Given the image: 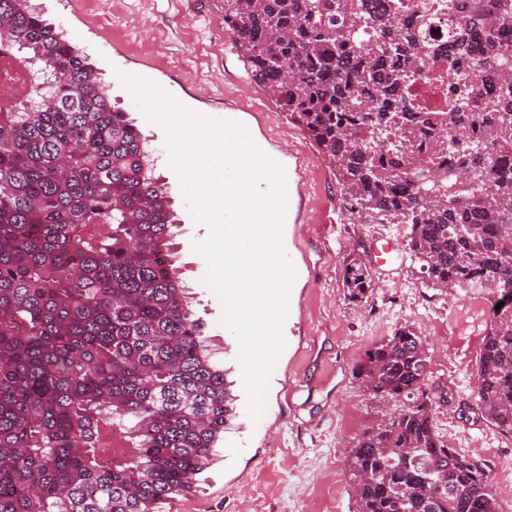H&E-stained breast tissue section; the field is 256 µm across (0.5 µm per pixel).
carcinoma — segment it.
I'll use <instances>...</instances> for the list:
<instances>
[{"label":"carcinoma","instance_id":"carcinoma-1","mask_svg":"<svg viewBox=\"0 0 512 512\" xmlns=\"http://www.w3.org/2000/svg\"><path fill=\"white\" fill-rule=\"evenodd\" d=\"M253 81L319 149L351 206L408 225L432 288L502 303L476 358V406L512 432V6L432 15L405 0H210ZM465 58L448 108L419 68ZM0 512H169L199 489L235 396L191 308L149 139L31 0H0ZM349 297L370 287L345 268ZM428 348L401 326L354 374L405 401L355 437L356 512H499L487 466L440 438Z\"/></svg>","mask_w":512,"mask_h":512}]
</instances>
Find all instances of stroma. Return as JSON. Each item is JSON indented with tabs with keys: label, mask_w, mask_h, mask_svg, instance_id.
<instances>
[{
	"label": "stroma",
	"mask_w": 512,
	"mask_h": 512,
	"mask_svg": "<svg viewBox=\"0 0 512 512\" xmlns=\"http://www.w3.org/2000/svg\"><path fill=\"white\" fill-rule=\"evenodd\" d=\"M94 64L112 104L131 112L152 140L159 172L182 221L175 249L195 293V309L230 368L236 398L233 427L199 491L178 497L172 512H352L346 456L353 439L398 412L401 401L371 395L353 376L366 349L400 326L428 344L440 400L435 426L443 440L490 471L512 462V439L476 409L474 366L491 319L486 292L428 287L404 248V227L351 214L322 154L250 77L228 49L224 24L200 0H32ZM150 51H142L143 42ZM144 75L190 108L220 118L237 113L267 155L301 152V186L283 241L297 270L283 327L286 347L271 378L266 410L246 411L238 342L220 325L222 308L201 282L207 265L192 250L209 231L189 215L167 164L164 134L149 124L116 71ZM366 262L371 286L347 296L351 259Z\"/></svg>",
	"instance_id": "stroma-1"
}]
</instances>
